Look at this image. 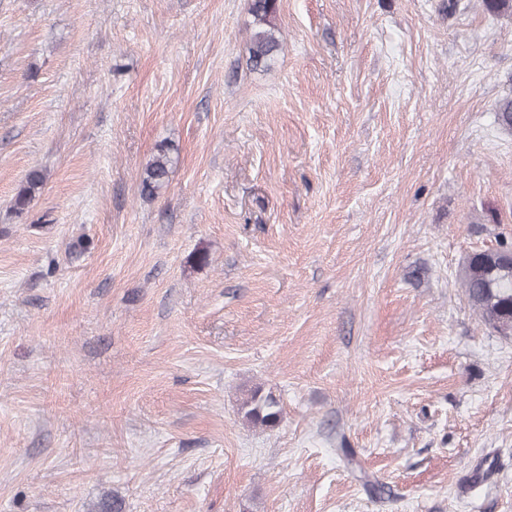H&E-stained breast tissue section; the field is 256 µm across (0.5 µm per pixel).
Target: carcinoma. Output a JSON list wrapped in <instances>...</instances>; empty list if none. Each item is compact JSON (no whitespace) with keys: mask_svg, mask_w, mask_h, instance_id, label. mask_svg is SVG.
Listing matches in <instances>:
<instances>
[{"mask_svg":"<svg viewBox=\"0 0 512 512\" xmlns=\"http://www.w3.org/2000/svg\"><path fill=\"white\" fill-rule=\"evenodd\" d=\"M276 10L277 0H250L249 11L255 27L249 39L248 62L254 70L270 67L279 49V39L269 21ZM497 115L502 126L512 130V96L498 102ZM172 163L168 146L159 145L152 161L139 176L141 196L153 199L161 193L168 183ZM45 181L46 176L40 169L27 174L13 198L17 213L28 211ZM498 253H512V239L502 238L493 247L467 255L459 270L461 287L468 301L480 322L490 330L503 326L512 328V272L505 271V264L496 257ZM241 413L245 422L270 430L278 427L282 420L279 397L260 385L246 391Z\"/></svg>","mask_w":512,"mask_h":512,"instance_id":"cac0c4a2","label":"carcinoma"}]
</instances>
